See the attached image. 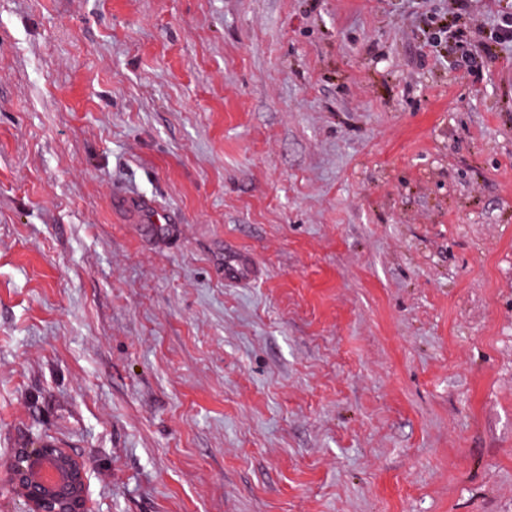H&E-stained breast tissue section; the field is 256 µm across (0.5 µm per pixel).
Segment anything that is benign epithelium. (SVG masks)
I'll list each match as a JSON object with an SVG mask.
<instances>
[{"label": "benign epithelium", "instance_id": "obj_1", "mask_svg": "<svg viewBox=\"0 0 512 512\" xmlns=\"http://www.w3.org/2000/svg\"><path fill=\"white\" fill-rule=\"evenodd\" d=\"M87 461L44 439L12 450L0 489L21 500L24 512H90Z\"/></svg>", "mask_w": 512, "mask_h": 512}]
</instances>
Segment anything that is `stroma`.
Segmentation results:
<instances>
[{"label": "stroma", "mask_w": 512, "mask_h": 512, "mask_svg": "<svg viewBox=\"0 0 512 512\" xmlns=\"http://www.w3.org/2000/svg\"><path fill=\"white\" fill-rule=\"evenodd\" d=\"M511 12L0 0V470L47 437L91 512H512ZM258 267L247 257H238L234 264L227 265L224 269V277L229 280H252L258 275Z\"/></svg>", "instance_id": "1"}]
</instances>
